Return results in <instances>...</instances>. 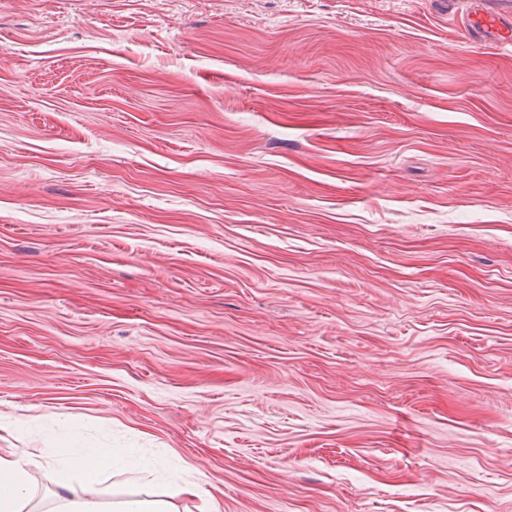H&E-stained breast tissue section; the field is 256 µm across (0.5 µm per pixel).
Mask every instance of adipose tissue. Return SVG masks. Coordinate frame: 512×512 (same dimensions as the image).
Returning <instances> with one entry per match:
<instances>
[{
    "label": "adipose tissue",
    "instance_id": "1",
    "mask_svg": "<svg viewBox=\"0 0 512 512\" xmlns=\"http://www.w3.org/2000/svg\"><path fill=\"white\" fill-rule=\"evenodd\" d=\"M109 462L97 449L83 446L77 438L44 448H0V512H30L39 477L45 472L59 476L56 512H180L176 498L196 496V484L175 481L167 493L141 496L132 494L104 508L99 476ZM81 486L82 496H72L73 486Z\"/></svg>",
    "mask_w": 512,
    "mask_h": 512
}]
</instances>
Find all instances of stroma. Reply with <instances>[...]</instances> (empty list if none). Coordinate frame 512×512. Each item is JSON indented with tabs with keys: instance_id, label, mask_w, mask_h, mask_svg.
I'll return each instance as SVG.
<instances>
[{
	"instance_id": "1",
	"label": "stroma",
	"mask_w": 512,
	"mask_h": 512,
	"mask_svg": "<svg viewBox=\"0 0 512 512\" xmlns=\"http://www.w3.org/2000/svg\"><path fill=\"white\" fill-rule=\"evenodd\" d=\"M474 0H0V419L220 512H512V43ZM470 28L478 35L483 33H490L495 35L496 33H503L505 30L508 32L510 21L507 17L496 12H480L474 13L470 17Z\"/></svg>"
}]
</instances>
